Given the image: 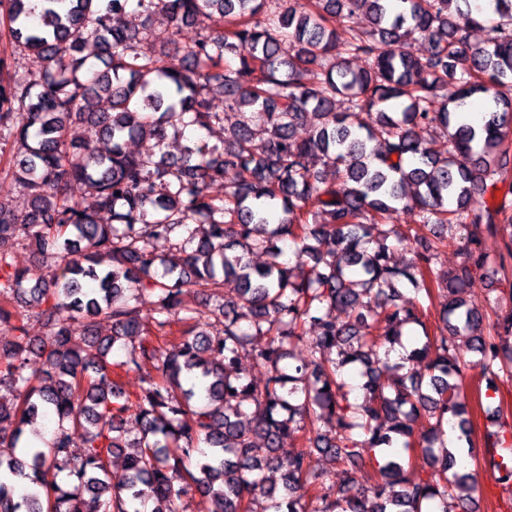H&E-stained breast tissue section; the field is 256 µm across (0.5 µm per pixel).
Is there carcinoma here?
Instances as JSON below:
<instances>
[{"label": "carcinoma", "instance_id": "cac0c4a2", "mask_svg": "<svg viewBox=\"0 0 512 512\" xmlns=\"http://www.w3.org/2000/svg\"><path fill=\"white\" fill-rule=\"evenodd\" d=\"M129 6L147 19L167 13L173 45L214 13L230 28L148 52V27L113 26ZM361 11L365 29L350 25ZM493 14L477 18L469 0H0V174L27 196L23 212L0 199V327L13 332L0 344V384L12 389L0 397V429L10 428L0 435V512H138L142 499L180 512L188 488L199 512H254L258 495L276 512H478L475 473L447 449L443 424L473 454L464 379L477 368L494 390L512 378V313L467 298L484 255L466 249L448 272L433 258L448 246L439 232L448 224L469 243L505 232L512 253V203L486 198L512 171V0H493ZM338 19L347 29L339 52ZM482 26L487 40L476 47L468 30ZM415 33L431 42L423 58L404 50ZM88 39L105 69L89 63ZM18 47L43 60L38 73L12 72ZM356 58L368 66L354 69ZM213 88L239 116L223 148L195 143L180 158L127 148L221 123ZM475 95L485 101L477 128L461 120ZM311 112L319 124L299 140ZM73 123L89 133L80 145L68 140ZM432 126L448 130L446 157L417 132ZM321 165L336 167V181ZM215 184L224 196L210 194ZM78 185L92 205L75 198ZM401 208L429 235H413L415 255L398 265L390 238L402 237L387 222ZM323 240L331 249L314 245ZM287 241L294 266L283 259ZM19 246L51 276L17 267ZM257 252L260 267L250 263ZM229 276L239 287L218 310L223 329L196 331L203 312L183 290L209 298ZM403 288L414 297L404 300ZM440 289L441 334L432 336L428 303ZM145 293L155 297L149 317L139 309ZM336 309L355 316L340 324ZM30 311L47 321L46 336L28 335ZM75 314L86 319L80 344ZM309 324V359L283 365ZM409 324L424 340L401 362L382 361ZM258 338L261 386L240 364ZM458 338L473 358L458 355ZM351 364L363 380L354 398L341 380ZM147 365L132 401L113 374ZM40 416L50 440L26 448L24 427ZM130 417L139 437L114 491L109 467ZM422 417L434 423L417 432ZM362 448L382 449L371 473ZM511 448L503 423L484 463L507 489ZM314 450L329 468H310ZM415 451L426 476L411 481L405 454ZM267 470L281 472V485L266 483ZM61 473L88 496L58 482ZM466 481L468 493H457Z\"/></svg>", "mask_w": 512, "mask_h": 512}]
</instances>
